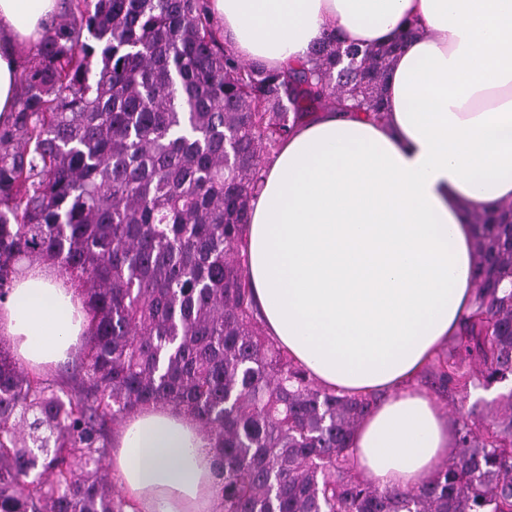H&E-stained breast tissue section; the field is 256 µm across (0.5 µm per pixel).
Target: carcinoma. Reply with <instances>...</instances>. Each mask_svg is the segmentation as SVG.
I'll use <instances>...</instances> for the list:
<instances>
[{
  "label": "carcinoma",
  "instance_id": "cac0c4a2",
  "mask_svg": "<svg viewBox=\"0 0 512 512\" xmlns=\"http://www.w3.org/2000/svg\"><path fill=\"white\" fill-rule=\"evenodd\" d=\"M0 128V298L51 260L83 295L75 370L27 372L0 338V512H124L109 428L182 409L215 441L221 512H512V390L427 482L358 480L351 433L373 399L318 388L263 331L246 268L270 154L329 105L383 117L403 38L327 39L296 68L239 61L205 0H65ZM475 295L433 384L512 379V203L474 215Z\"/></svg>",
  "mask_w": 512,
  "mask_h": 512
}]
</instances>
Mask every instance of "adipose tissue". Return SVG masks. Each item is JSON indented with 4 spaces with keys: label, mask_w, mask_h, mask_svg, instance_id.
Segmentation results:
<instances>
[{
    "label": "adipose tissue",
    "mask_w": 512,
    "mask_h": 512,
    "mask_svg": "<svg viewBox=\"0 0 512 512\" xmlns=\"http://www.w3.org/2000/svg\"><path fill=\"white\" fill-rule=\"evenodd\" d=\"M59 0H0V123ZM241 60L283 70L333 36L362 47L409 28L382 119L334 107L298 122L264 165L247 270L265 327L322 388L386 397L351 437L360 479L422 485L454 443L416 379L473 299V212L512 201V0H207ZM89 320L56 265L22 263L0 335L43 372L81 349ZM210 432L146 406L112 432L126 512H217Z\"/></svg>",
    "instance_id": "1"
}]
</instances>
